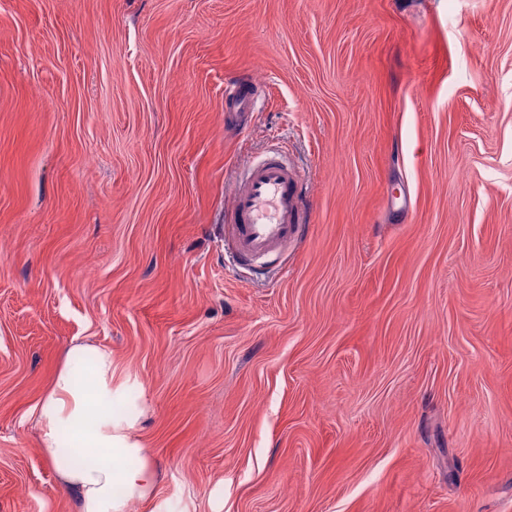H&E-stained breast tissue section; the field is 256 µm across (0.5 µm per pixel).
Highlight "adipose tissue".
I'll use <instances>...</instances> for the list:
<instances>
[{"mask_svg": "<svg viewBox=\"0 0 512 512\" xmlns=\"http://www.w3.org/2000/svg\"><path fill=\"white\" fill-rule=\"evenodd\" d=\"M87 364L93 383L86 388L76 377ZM143 415L142 405L127 402L125 385H113L111 353L70 341L39 405L38 422L40 446L77 512H129L132 502L153 500L159 472L136 436ZM71 449L82 455V464L67 462Z\"/></svg>", "mask_w": 512, "mask_h": 512, "instance_id": "ef3b65f1", "label": "adipose tissue"}]
</instances>
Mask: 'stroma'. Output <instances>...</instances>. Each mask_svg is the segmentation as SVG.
Returning <instances> with one entry per match:
<instances>
[{
	"instance_id": "1",
	"label": "stroma",
	"mask_w": 512,
	"mask_h": 512,
	"mask_svg": "<svg viewBox=\"0 0 512 512\" xmlns=\"http://www.w3.org/2000/svg\"><path fill=\"white\" fill-rule=\"evenodd\" d=\"M271 149L311 222L258 272ZM75 338L169 512H512V0H0V512H75L35 412ZM228 87H230L241 112H249L254 96L249 80L244 75H240L232 83H229ZM302 192L301 179L278 157L249 164L231 200L235 256L258 262L299 240L307 227Z\"/></svg>"
}]
</instances>
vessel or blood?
I'll return each instance as SVG.
<instances>
[{"label":"vessel or blood","instance_id":"vessel-or-blood-1","mask_svg":"<svg viewBox=\"0 0 512 512\" xmlns=\"http://www.w3.org/2000/svg\"><path fill=\"white\" fill-rule=\"evenodd\" d=\"M303 185L278 157L249 164L231 200L230 226L236 257L257 262L283 252L306 229Z\"/></svg>","mask_w":512,"mask_h":512}]
</instances>
